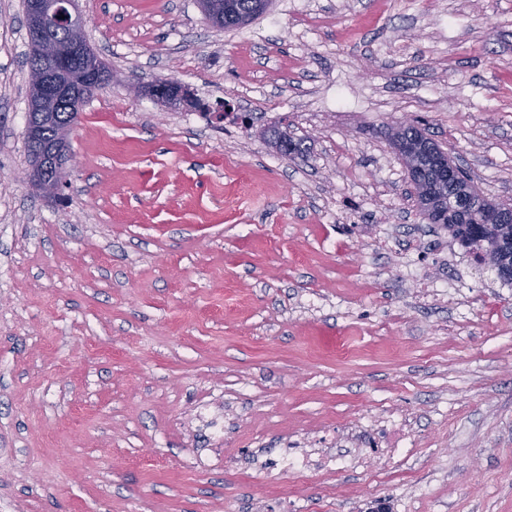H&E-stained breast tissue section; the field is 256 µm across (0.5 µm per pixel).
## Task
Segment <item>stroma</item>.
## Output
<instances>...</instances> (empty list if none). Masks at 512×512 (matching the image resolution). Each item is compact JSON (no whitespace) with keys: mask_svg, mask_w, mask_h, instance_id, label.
I'll use <instances>...</instances> for the list:
<instances>
[{"mask_svg":"<svg viewBox=\"0 0 512 512\" xmlns=\"http://www.w3.org/2000/svg\"><path fill=\"white\" fill-rule=\"evenodd\" d=\"M78 8L112 80L46 199L0 0V512H512V284L424 220L386 135L419 120L512 203V0H271L227 31L197 0ZM159 78L201 108L126 91ZM392 413L401 452L252 465ZM68 133H65L61 136L60 139L53 141V146L46 151L45 156L37 157L34 159L36 154V150L38 148H34L27 140H25V147L27 151V157L29 161L28 169L22 175V181L27 185L38 188L41 191V194L46 197H55L59 193V189L62 186L63 182H54L53 180H48L47 177H43L44 169H47L48 164H43L45 159H51L60 164L61 169L66 170L69 165L73 162V157L67 153L66 142H67ZM54 156V157H53ZM195 419L204 428V435L212 445L224 444V406L202 402L197 408Z\"/></svg>","mask_w":512,"mask_h":512,"instance_id":"35a3bbf8","label":"stroma"}]
</instances>
